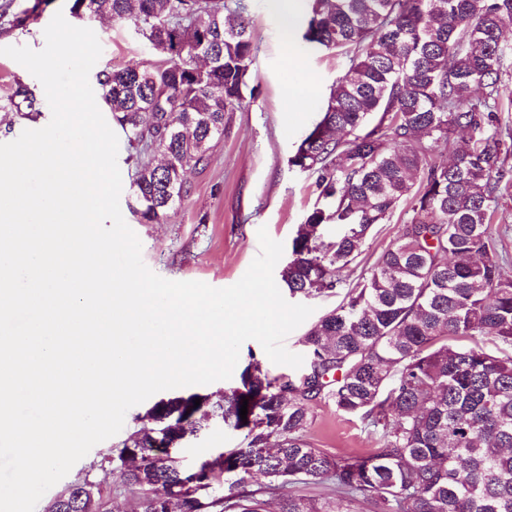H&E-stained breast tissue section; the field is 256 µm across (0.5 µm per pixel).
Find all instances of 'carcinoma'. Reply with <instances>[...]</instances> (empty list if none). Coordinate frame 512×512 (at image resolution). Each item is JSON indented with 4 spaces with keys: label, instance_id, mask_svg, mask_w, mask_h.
Wrapping results in <instances>:
<instances>
[{
    "label": "carcinoma",
    "instance_id": "obj_1",
    "mask_svg": "<svg viewBox=\"0 0 512 512\" xmlns=\"http://www.w3.org/2000/svg\"><path fill=\"white\" fill-rule=\"evenodd\" d=\"M44 0L0 26L23 28ZM242 0H72L71 11L132 24L165 64L97 76L112 122L135 150L130 209L160 224L187 195L185 173L208 165L225 113L253 79L254 46ZM305 42L346 57L321 120L288 159L315 178L317 201L280 271L292 297L342 302L301 338L300 376L250 363L240 384L203 407L198 394L156 402L152 426L105 458L139 490L133 512H512V265L493 218L512 171V126L499 113L512 76V0H308ZM469 138L457 143L455 134ZM453 149L449 163L435 151ZM403 224L370 275L341 273L374 227ZM330 224L344 232L326 237ZM248 399L247 419L240 418ZM326 398L375 436L363 455H335L306 439L309 403ZM224 416L246 445L200 461L191 478L164 440ZM265 483L249 488L254 478ZM326 482L336 501L287 492ZM231 495H214L211 485ZM100 512L110 497L86 479Z\"/></svg>",
    "mask_w": 512,
    "mask_h": 512
}]
</instances>
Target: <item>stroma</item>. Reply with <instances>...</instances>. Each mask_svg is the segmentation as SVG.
Segmentation results:
<instances>
[{"mask_svg": "<svg viewBox=\"0 0 512 512\" xmlns=\"http://www.w3.org/2000/svg\"><path fill=\"white\" fill-rule=\"evenodd\" d=\"M245 3L255 47L254 90L227 113L224 137L214 144L209 165L188 172V195L169 211L163 223H139L131 212L128 187L134 174L132 150L127 139L119 141L122 215L141 241L145 265L168 280L200 281L215 288L234 285L260 251L259 228H266L273 240L290 245L317 199L313 178L291 167L288 159L320 120L329 89L342 73L346 59L302 41L288 47L280 34L279 0ZM70 5V0H47L39 17L26 28H0V48L42 50L45 28L56 13H69ZM91 28L103 49L95 71L110 67L142 69L164 62L163 56L154 53L129 23L105 19L92 23ZM304 78L310 81L312 90L303 108L298 109L292 106L287 89ZM20 86L31 93L35 108H27L15 97ZM51 116L40 81L13 59L0 55V143L17 139L24 130L48 124ZM400 227L397 215L377 225L363 254L343 271V279L352 284L369 276ZM148 408L145 402L132 407L118 435L94 446L42 496L35 512H47L50 502L82 477L104 490L122 488L118 502L129 506L138 496L137 489L124 486L121 474L105 466L103 459L141 427ZM310 413L306 437L315 447L339 455L363 453L374 447L375 440L362 422L338 413L331 402H312ZM242 444V432L215 425L190 441L187 460L192 463Z\"/></svg>", "mask_w": 512, "mask_h": 512, "instance_id": "1", "label": "stroma"}]
</instances>
